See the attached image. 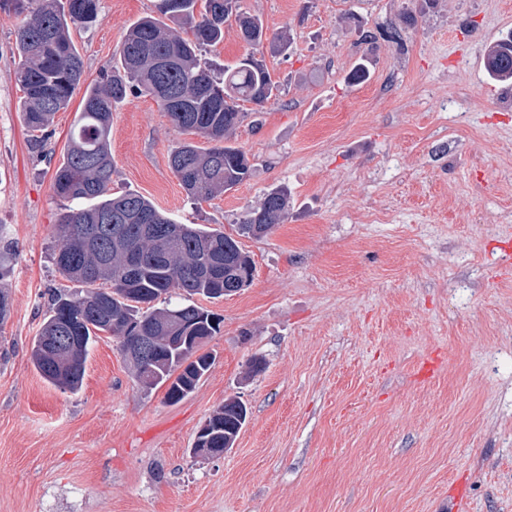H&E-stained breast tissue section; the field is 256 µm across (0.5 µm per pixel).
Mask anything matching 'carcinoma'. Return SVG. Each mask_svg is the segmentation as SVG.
<instances>
[{
    "mask_svg": "<svg viewBox=\"0 0 512 512\" xmlns=\"http://www.w3.org/2000/svg\"><path fill=\"white\" fill-rule=\"evenodd\" d=\"M229 0H159V16L132 23L112 58L109 74L86 86L82 107L71 130L67 152L51 183L63 200H93L95 204L65 213L57 224L54 263L59 274L74 284L50 295L49 308L31 348V360L50 384L70 391L83 383L90 345L106 333L122 339L121 351L147 388L166 387L165 398L178 403L192 393L210 371L214 358L203 351L221 330L223 319L193 303L159 308L154 302L178 289L187 298H220L224 290L240 291L247 283L239 272L254 269L240 242L217 229L177 224L136 193L112 195V111L128 94L153 98L183 133L206 140L200 146L184 141L170 154V166L187 198L195 205L209 201L250 175L243 150L226 144L245 118L238 102L263 104L276 96L278 86L263 64L244 59L224 68L222 75L202 62L204 48L224 40V23L235 16L243 38L263 45L262 20L233 12ZM23 16L17 30L18 64L14 75L23 92L25 123L45 132L54 115L70 106L83 75V61L71 36L98 17V0H0V8ZM488 76L512 82V33L496 40L486 54ZM171 90L180 97L172 106L160 98ZM288 194L270 190L261 207L244 219L239 235H262L283 223ZM14 241L0 225V281L12 271ZM138 261L135 274L127 260ZM176 314L175 336L188 342L157 343L152 357L128 355L137 336H158L159 325ZM49 336H70L65 356L46 344ZM248 419L237 397L224 400L206 419L194 440L195 448H223L238 438Z\"/></svg>",
    "mask_w": 512,
    "mask_h": 512,
    "instance_id": "carcinoma-1",
    "label": "carcinoma"
}]
</instances>
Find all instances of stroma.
Instances as JSON below:
<instances>
[{"instance_id":"obj_1","label":"stroma","mask_w":512,"mask_h":512,"mask_svg":"<svg viewBox=\"0 0 512 512\" xmlns=\"http://www.w3.org/2000/svg\"><path fill=\"white\" fill-rule=\"evenodd\" d=\"M157 3L100 0L73 31L85 81ZM239 5L291 37L261 56L276 98L240 105L230 141L247 181L193 205L169 164L184 136L156 101L131 94L112 112L113 191L178 223L230 233L268 191L288 193L283 224L240 240L250 285L194 296L223 324L213 366L176 404L138 384L111 336L74 392L31 362L65 285L55 226L72 204L51 179L83 93L31 148L14 80L22 18L0 10V225L18 246L0 326V512H512V84L484 64L512 31V0ZM396 28L403 43L384 37ZM253 53L230 21L202 59L219 73ZM360 62L369 77L350 82ZM229 397L250 412L235 446L193 458Z\"/></svg>"}]
</instances>
